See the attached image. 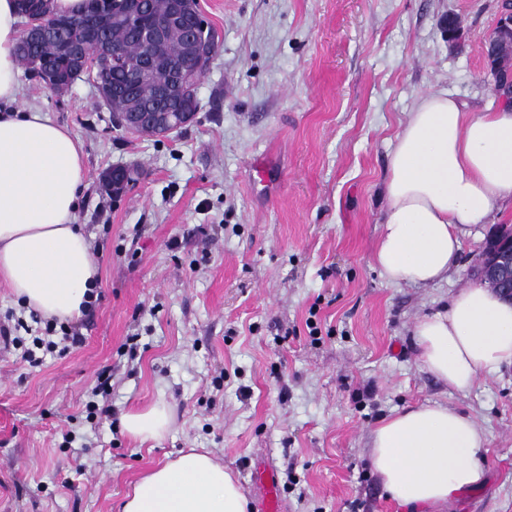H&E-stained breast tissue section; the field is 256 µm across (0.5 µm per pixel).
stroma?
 <instances>
[{
	"instance_id": "1",
	"label": "stroma",
	"mask_w": 512,
	"mask_h": 512,
	"mask_svg": "<svg viewBox=\"0 0 512 512\" xmlns=\"http://www.w3.org/2000/svg\"><path fill=\"white\" fill-rule=\"evenodd\" d=\"M199 5L218 50L196 120L168 137L114 127L87 80L62 93L20 80V105L82 145L76 221L100 297L75 323L80 346L36 364L0 348V512H118L141 475L192 448L223 461L253 510L251 473L266 464L282 512H401L372 470L371 433L434 401L489 440L487 487L443 512H512V366L458 392L413 340L417 320L472 280L491 225L435 285L390 283L373 262L389 154L417 97L444 90L477 114L500 105L484 54L499 0ZM116 165L134 181L111 197L103 176ZM107 366L112 412L93 426L84 404ZM160 399L171 430L132 440L121 415Z\"/></svg>"
}]
</instances>
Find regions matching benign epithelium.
Segmentation results:
<instances>
[{
	"instance_id": "obj_1",
	"label": "benign epithelium",
	"mask_w": 512,
	"mask_h": 512,
	"mask_svg": "<svg viewBox=\"0 0 512 512\" xmlns=\"http://www.w3.org/2000/svg\"><path fill=\"white\" fill-rule=\"evenodd\" d=\"M190 0H176L165 22H152L145 16L144 0H117L119 15L137 26L139 37L148 52L138 60L128 62L123 51L102 41L99 28L108 16L96 14L84 23V38L80 45H67L64 54L80 66L92 79L102 96L112 95V85L103 82L104 72L119 65L125 71L123 87L133 88L146 78H154L156 104L145 110L125 112L116 123L129 132L162 131L167 137L194 122L196 113L188 112L182 102L183 89L191 77L202 73L207 61L197 59L191 64L160 57L150 48L156 46L174 30L182 31L188 47L195 46L196 17L188 10ZM485 53L491 70L500 78L499 87L512 90V0H501L495 27L485 42ZM471 271L502 298L512 301V226L495 228L476 255Z\"/></svg>"
}]
</instances>
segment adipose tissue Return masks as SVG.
I'll use <instances>...</instances> for the list:
<instances>
[{
    "label": "adipose tissue",
    "instance_id": "adipose-tissue-1",
    "mask_svg": "<svg viewBox=\"0 0 512 512\" xmlns=\"http://www.w3.org/2000/svg\"><path fill=\"white\" fill-rule=\"evenodd\" d=\"M17 0H0V281L43 317L79 318L98 265L75 222L86 172L81 146L40 108L19 109ZM382 232L373 254L395 284L428 286L459 266L463 239L512 202V105L482 114L448 92L419 98L389 155ZM413 336L423 368L458 391L512 365V304L481 281L422 316ZM171 423L165 402L127 413L124 430L146 442ZM488 437L464 412L426 403L385 417L369 457L389 500L441 512L487 480ZM121 512H248L234 475L190 451L148 471Z\"/></svg>",
    "mask_w": 512,
    "mask_h": 512
}]
</instances>
